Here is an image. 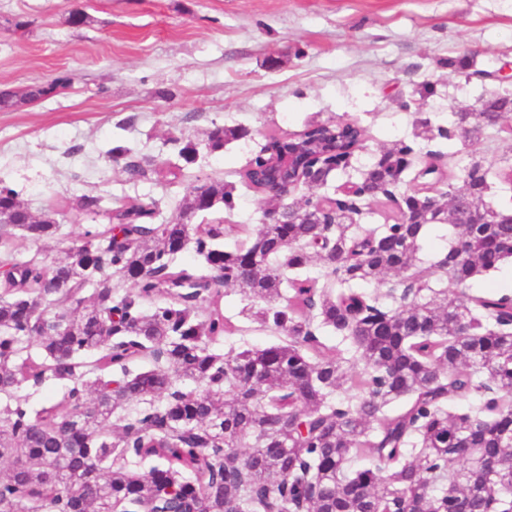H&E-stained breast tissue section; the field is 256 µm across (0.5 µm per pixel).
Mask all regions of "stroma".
I'll return each mask as SVG.
<instances>
[{
	"mask_svg": "<svg viewBox=\"0 0 512 512\" xmlns=\"http://www.w3.org/2000/svg\"><path fill=\"white\" fill-rule=\"evenodd\" d=\"M77 9L90 23L70 24ZM19 16L28 30L14 29ZM493 70L502 80L488 79ZM61 72L73 78L68 90L0 111V181L36 215L87 194L116 204L152 199L168 219L194 186L221 181L235 185L236 207L202 223L255 229L266 204L240 174L267 136L336 120L366 128L363 150L326 185L300 187L294 202L333 195L404 142L413 166L399 195L412 192L427 158L457 183L478 163L487 172L484 206L512 212V184L500 177L512 166V113L476 139L459 122L460 113L512 93V0H0V92L20 93ZM423 119L451 125L454 140L416 137ZM216 124L250 134L181 165L172 138L199 141ZM118 145L127 157L111 156ZM140 158L182 172L172 183L131 177L125 165ZM84 230L62 219L52 239L24 242L17 257L62 259ZM447 248V227H430L420 301L450 292L434 268ZM223 307L235 331L217 352L281 342L238 289H225Z\"/></svg>",
	"mask_w": 512,
	"mask_h": 512,
	"instance_id": "obj_1",
	"label": "stroma"
}]
</instances>
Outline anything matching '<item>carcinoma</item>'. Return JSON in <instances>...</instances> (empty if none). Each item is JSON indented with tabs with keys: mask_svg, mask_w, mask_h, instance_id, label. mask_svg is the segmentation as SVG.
I'll return each instance as SVG.
<instances>
[{
	"mask_svg": "<svg viewBox=\"0 0 512 512\" xmlns=\"http://www.w3.org/2000/svg\"><path fill=\"white\" fill-rule=\"evenodd\" d=\"M60 73L23 96L0 93V109L52 97L70 87ZM243 127L213 125L204 144L174 139L185 164L200 147L218 151L245 137ZM452 139L450 129L421 122L418 138ZM346 153L363 147L360 124L340 133ZM403 142L367 171L364 199L380 205L402 182ZM262 156L241 174L270 206L259 178ZM134 178H166L173 171L138 161ZM233 185L196 186L168 223L153 202L105 207L97 195L63 205L75 223L107 219L85 230L64 259L47 264L4 259L0 281V392L47 380L69 385L61 398L34 408L15 399L0 407V512H112L116 502L150 512H512V295L470 294L478 275L512 256V213L477 227L453 224L437 267L453 288L437 304L417 296L384 307L360 288L387 273L420 272L423 232L442 223L455 199L481 203L482 166L462 185L451 181L410 194L404 209L368 235L353 234V205L336 207L327 224L319 198L283 210L282 223L263 224L241 245L224 238L236 224H194L200 213L235 207ZM51 208L36 217L15 189L0 181V240L10 229L38 242L55 235ZM193 250L258 305L255 316L288 341L224 358L211 345L234 331L223 293L206 277L175 264ZM315 262L336 283L306 274ZM104 269L90 304L83 269ZM132 283L117 294L112 276ZM152 300L151 310L143 303ZM332 329L349 341L363 368L348 373L342 351L320 340ZM36 340L37 354L21 344ZM97 353L91 375L80 360ZM162 354L163 368L133 373L130 364ZM197 389L173 390L174 378ZM349 386L357 399L333 398ZM491 387L498 397L453 414L448 403ZM170 398L139 417L113 419L129 402ZM250 437L254 449L239 450ZM130 453L155 465L147 475L112 468V455ZM362 462L349 466L351 459Z\"/></svg>",
	"mask_w": 512,
	"mask_h": 512,
	"instance_id": "carcinoma-1",
	"label": "carcinoma"
}]
</instances>
